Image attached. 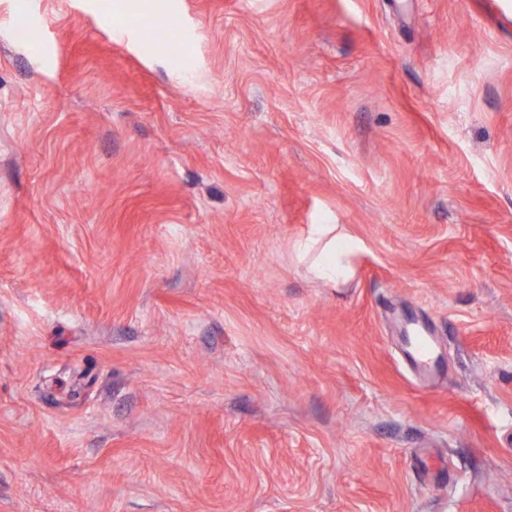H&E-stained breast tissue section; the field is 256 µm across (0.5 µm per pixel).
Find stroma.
I'll return each instance as SVG.
<instances>
[{
	"label": "stroma",
	"mask_w": 512,
	"mask_h": 512,
	"mask_svg": "<svg viewBox=\"0 0 512 512\" xmlns=\"http://www.w3.org/2000/svg\"><path fill=\"white\" fill-rule=\"evenodd\" d=\"M151 3L0 0V512H512V0ZM337 227L338 224H315L312 232L313 238H326L333 232L311 265V271L317 278L333 286L346 275L349 257L363 248L358 239L343 233L336 234ZM406 351L408 361L424 375H432L438 359V340L425 328L416 327Z\"/></svg>",
	"instance_id": "35a3bbf8"
}]
</instances>
